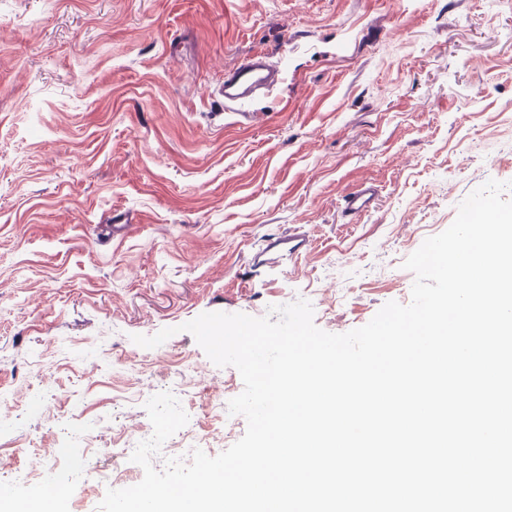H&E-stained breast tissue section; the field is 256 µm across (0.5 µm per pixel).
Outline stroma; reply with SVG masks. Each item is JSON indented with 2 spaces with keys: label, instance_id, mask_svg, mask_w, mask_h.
I'll use <instances>...</instances> for the list:
<instances>
[{
  "label": "stroma",
  "instance_id": "obj_1",
  "mask_svg": "<svg viewBox=\"0 0 512 512\" xmlns=\"http://www.w3.org/2000/svg\"><path fill=\"white\" fill-rule=\"evenodd\" d=\"M257 52L284 80L248 122L219 87ZM491 179L512 199V0H0V488L24 503L83 457L57 510L97 512L98 474L142 480L112 449L151 436L186 361L175 455L192 431L226 450L243 380L182 324L305 299L362 327L410 303L405 259ZM363 181L377 204L346 218ZM288 233L307 246L248 274Z\"/></svg>",
  "mask_w": 512,
  "mask_h": 512
}]
</instances>
